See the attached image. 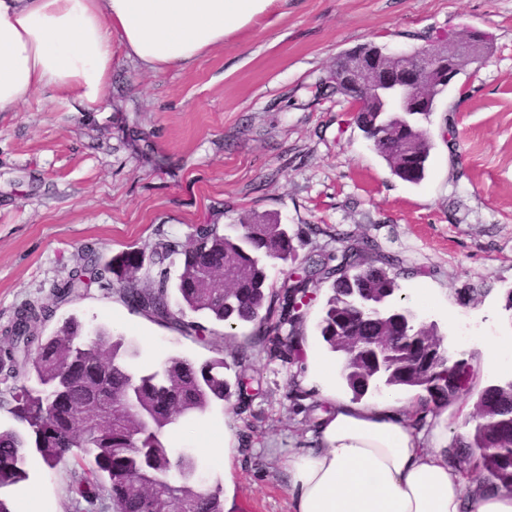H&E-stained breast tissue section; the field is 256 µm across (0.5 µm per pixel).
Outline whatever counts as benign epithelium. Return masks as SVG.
I'll return each instance as SVG.
<instances>
[{
  "mask_svg": "<svg viewBox=\"0 0 512 512\" xmlns=\"http://www.w3.org/2000/svg\"><path fill=\"white\" fill-rule=\"evenodd\" d=\"M465 45L449 46L430 42L411 51H387L374 48L369 53L359 51L349 55L348 63L336 73L337 81L346 89L345 99L354 111L364 112L372 100L407 95L413 109L430 112L431 97H419L422 89L453 86L464 67L482 65L488 58V36L472 31Z\"/></svg>",
  "mask_w": 512,
  "mask_h": 512,
  "instance_id": "benign-epithelium-1",
  "label": "benign epithelium"
}]
</instances>
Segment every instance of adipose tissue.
Here are the masks:
<instances>
[{
	"label": "adipose tissue",
	"instance_id": "ef3b65f1",
	"mask_svg": "<svg viewBox=\"0 0 512 512\" xmlns=\"http://www.w3.org/2000/svg\"><path fill=\"white\" fill-rule=\"evenodd\" d=\"M271 0H0V112L50 88L98 110L112 44L143 68L188 66ZM314 445L288 458L292 512H512V488L467 477L448 458L447 413L423 393L354 401L326 390Z\"/></svg>",
	"mask_w": 512,
	"mask_h": 512
}]
</instances>
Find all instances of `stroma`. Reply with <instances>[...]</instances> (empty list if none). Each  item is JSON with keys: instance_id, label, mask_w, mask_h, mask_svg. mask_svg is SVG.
<instances>
[{"instance_id": "obj_1", "label": "stroma", "mask_w": 512, "mask_h": 512, "mask_svg": "<svg viewBox=\"0 0 512 512\" xmlns=\"http://www.w3.org/2000/svg\"><path fill=\"white\" fill-rule=\"evenodd\" d=\"M465 30L492 34L488 60L438 99L426 177L403 182L348 102L316 97L314 84L361 45L411 50ZM263 214L287 225L301 256L341 250L351 235L399 258L401 294L424 297L428 318L472 367L466 403L512 379V368L483 367L485 348H512V0H273L186 67L147 71L113 44L98 111H74L40 89L0 112V343L17 311L50 299L86 249L102 265L138 251L148 272L158 243ZM71 314L134 340L141 367L213 355L109 288L71 298L56 316ZM213 330L225 378L248 356L259 393L179 423L168 445L222 483L231 512H290L284 463L309 447V407L320 401L304 382L307 358L270 357L248 327ZM228 432L226 460L216 450ZM75 468H48L32 452L27 480L0 493L16 512H70Z\"/></svg>"}]
</instances>
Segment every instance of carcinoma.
Segmentation results:
<instances>
[{
  "instance_id": "carcinoma-1",
  "label": "carcinoma",
  "mask_w": 512,
  "mask_h": 512,
  "mask_svg": "<svg viewBox=\"0 0 512 512\" xmlns=\"http://www.w3.org/2000/svg\"><path fill=\"white\" fill-rule=\"evenodd\" d=\"M429 112H361L353 117L375 152L400 180H423L432 142ZM272 260L290 268L277 289L268 283ZM398 259L372 240H355L339 253L317 251L299 258L288 227L261 216L221 232L214 225L196 230L186 243L166 241L156 251V270L138 277L140 255L124 253L117 266H100L87 249L82 263L48 302L30 303L17 313L0 345V374H31L40 385L12 394L18 425L0 428V488L26 479V454L35 450L50 468L66 462L71 449L90 456L69 487L80 512H98L104 500L112 512H224L220 485L180 482L172 477L164 435L193 414L226 400L230 384L224 359L198 361L173 356L154 370H135V357L123 335L108 325L97 341L85 337L71 316L52 335L39 326L69 298L97 284L115 290L131 310L184 332H205L192 316H204L227 330L253 327V338L270 345L281 360L297 353V326L304 299L329 284L317 332L331 351L338 337L355 336V354L342 369L348 388L359 399L371 375L369 340L378 336L387 387L427 393L425 409L448 403L469 389V363L456 365L428 351L437 335L432 327L407 325L392 273ZM180 268L172 280L169 268ZM236 390L252 397L244 379L249 360L236 361ZM480 421L472 433L452 444L449 459L475 461L492 483L512 488V393L489 385L478 393Z\"/></svg>"
}]
</instances>
